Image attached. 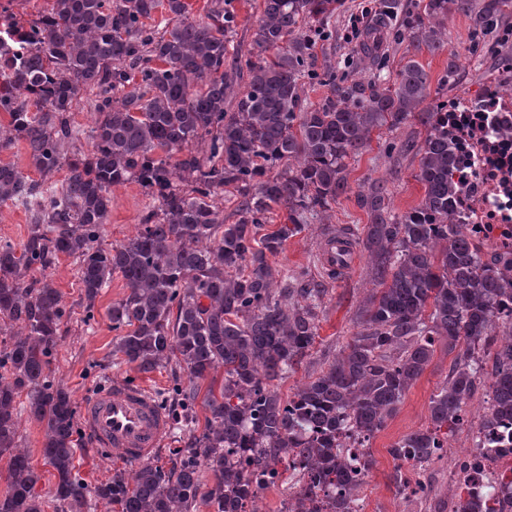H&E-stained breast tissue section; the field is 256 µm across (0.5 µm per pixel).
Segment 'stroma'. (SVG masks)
I'll return each mask as SVG.
<instances>
[{
    "label": "stroma",
    "mask_w": 512,
    "mask_h": 512,
    "mask_svg": "<svg viewBox=\"0 0 512 512\" xmlns=\"http://www.w3.org/2000/svg\"><path fill=\"white\" fill-rule=\"evenodd\" d=\"M261 2H232L238 15V27L232 37L233 48L224 60L227 74L242 76L246 73L247 51ZM370 3L371 0H342L340 9L327 23L328 37L316 46L318 60L335 63L337 76L356 79L363 73V57L352 38L350 18L362 14V27L372 26L377 17L366 13L365 8ZM511 31L512 13L503 17L499 33L489 35L477 44L472 40L468 17L461 13L450 16L447 49L437 52L425 49L418 54L431 81L429 103L454 97L466 88L481 86L491 77L512 69V43H505L503 39L504 34ZM452 52L458 55L460 68L454 81L444 86L440 79ZM425 135V128L414 119L393 131H374L367 150L348 162L350 192L333 204L324 219L311 222L302 233L290 238L284 250L274 257L277 266L303 273L305 283L326 290L319 315L318 337L312 350L288 376L273 383L281 396H288L298 385L315 377L324 363L340 354L357 332L359 309L372 292L373 284L367 275L368 258L359 248L354 251V262L349 270L338 272L335 279L327 278L319 260L323 237L331 231L352 233L367 224L368 216L357 203V193L375 180L385 183L393 213L400 215L414 208L424 194L423 186L416 178V150ZM390 143L395 146L391 152L386 149ZM150 205L149 197L138 184L129 182L114 187L111 215L104 226V243L116 245L132 237ZM46 274L59 289L66 307L52 368L56 380L70 392L75 403L83 404L109 380L123 379L148 384L156 392L167 415L179 413L183 400L178 389L186 385L187 376L178 364L172 362L160 370L144 374L122 363L112 352L117 333L106 311L125 295L123 279L113 276L110 286L97 298L95 320L88 326L84 323L85 302L78 284L75 259L60 257ZM451 363L452 358L444 346H437L432 362L407 391L399 411L372 439L371 453L375 464L364 479L362 495L378 512H403L405 508L400 488L393 481L395 463L388 450L403 435L428 428L430 399L446 381ZM482 401V390H475L468 406L467 423L449 438L441 460L424 473L429 493L421 503L423 512H433L436 499L448 498V471L459 463L470 442L472 428L483 414ZM79 439L75 465L88 489H95L115 472L131 470V462L126 461L119 451L104 452L93 448L84 432L80 433Z\"/></svg>",
    "instance_id": "35a3bbf8"
}]
</instances>
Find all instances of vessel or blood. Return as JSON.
<instances>
[{"label":"vessel or blood","mask_w":512,"mask_h":512,"mask_svg":"<svg viewBox=\"0 0 512 512\" xmlns=\"http://www.w3.org/2000/svg\"><path fill=\"white\" fill-rule=\"evenodd\" d=\"M338 237L328 236L320 247L326 268L347 270L351 261L340 252ZM83 416L94 443L104 451H119L137 462L160 447L168 420L155 392L146 384L117 381L104 386L84 404Z\"/></svg>","instance_id":"b4317fda"}]
</instances>
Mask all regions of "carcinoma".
<instances>
[{"label":"carcinoma","instance_id":"cac0c4a2","mask_svg":"<svg viewBox=\"0 0 512 512\" xmlns=\"http://www.w3.org/2000/svg\"><path fill=\"white\" fill-rule=\"evenodd\" d=\"M340 0H263L246 61L247 83L226 111L224 56L238 26L230 0H212L200 19L186 0H52L27 24L0 13L20 45L0 51V152L22 142L34 180L0 164V204L24 208L31 224L22 248L0 244V320L10 329L0 350V454H10L0 512H44L41 476L17 441L21 412L44 425L42 456L56 472L62 512H90L74 464L75 402L51 368L65 310L52 280L31 276L60 255L79 261L88 317L119 274L127 293L107 314L122 331L114 345L123 363L151 372L176 360L188 384L186 410L171 427L186 447L174 449L176 472L142 462L96 487L119 512H192L199 496L210 512H237L261 492L288 484L278 465L298 449L313 480L359 499L374 465L370 452L351 468L335 454L339 414L374 436L422 375L436 343L457 352L448 380L430 400L432 428L401 437L389 449L393 479L402 466L425 471L464 423L481 366L474 350L500 327L507 340L492 372L489 418L512 420V255L485 260L459 224L448 223V101L423 107L428 75L415 59L448 44V15L461 12L481 38L496 30L512 0H420L411 10L382 0L401 16L406 48L391 79L387 60L350 83L326 70L329 94L303 107V79L313 75L316 41L309 25L329 20ZM94 93L91 149L68 155L80 134L73 107ZM417 119L427 134L418 151L425 195L397 216L377 182L358 203L369 217L358 239L367 252L372 294L360 330L341 355L284 399L272 387L315 342L323 288H298V277L269 262L308 221L351 190L346 162L382 127ZM65 172L61 183L51 181ZM137 183L157 202L122 244L100 243L112 210V187ZM232 185L239 219L224 223L215 199ZM289 223L258 236L273 206ZM224 372L209 388L210 417L195 434L199 381ZM26 398L21 407L20 398ZM313 425L321 438L303 440ZM454 512H478L472 493L454 495Z\"/></svg>","mask_w":512,"mask_h":512}]
</instances>
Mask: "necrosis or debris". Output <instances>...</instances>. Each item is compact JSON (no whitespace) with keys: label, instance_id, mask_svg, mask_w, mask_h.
I'll return each mask as SVG.
<instances>
[{"label":"necrosis or debris","instance_id":"1","mask_svg":"<svg viewBox=\"0 0 512 512\" xmlns=\"http://www.w3.org/2000/svg\"><path fill=\"white\" fill-rule=\"evenodd\" d=\"M448 180L455 188L451 223L495 252H512V86L490 81L448 101ZM448 482L468 487L495 505L502 485L512 484V425L476 426L459 469ZM295 500L312 498L316 512H337L335 489L313 487L297 454L288 456V490Z\"/></svg>","mask_w":512,"mask_h":512}]
</instances>
